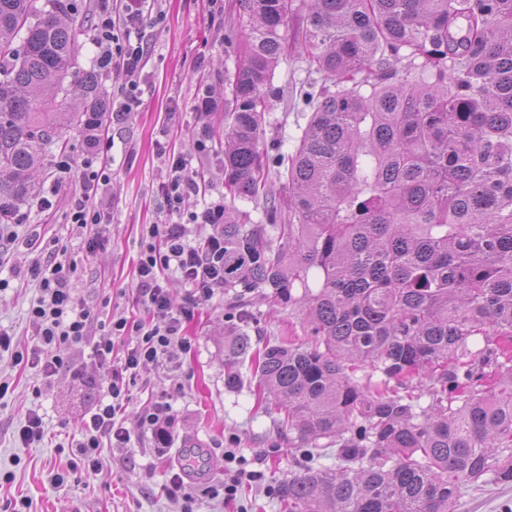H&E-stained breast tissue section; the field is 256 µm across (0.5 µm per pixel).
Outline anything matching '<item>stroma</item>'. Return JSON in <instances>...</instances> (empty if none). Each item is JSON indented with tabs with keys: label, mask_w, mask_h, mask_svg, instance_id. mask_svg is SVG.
<instances>
[{
	"label": "stroma",
	"mask_w": 512,
	"mask_h": 512,
	"mask_svg": "<svg viewBox=\"0 0 512 512\" xmlns=\"http://www.w3.org/2000/svg\"><path fill=\"white\" fill-rule=\"evenodd\" d=\"M225 0H158L161 21H147L143 33L150 46L143 69L140 104L111 134L112 191L105 240L87 250L94 227L71 224L70 198L81 180V161L92 153L94 135L73 128L62 131L72 169L59 175L57 153L45 156L39 177L43 196L52 208L27 212L28 221L16 225L18 242L0 239V327L9 329L20 346H27L31 330L27 309L38 295L28 269L50 257L61 261L70 277L78 303L88 308L98 326L115 316L133 319L143 312L134 300L141 241L146 226L186 224L190 240L204 234L190 223L188 211L202 209L224 198V157L215 150L197 151L205 127L224 118V74L234 70L235 54L224 35L232 20L224 13ZM313 73L299 51H289L275 70L272 84L281 96L272 100L266 115L262 147L268 155L292 152L309 112L299 90ZM168 136H161V129ZM183 154L188 169L201 175L198 195L181 215L168 213L158 196L169 169L158 152L160 139ZM38 233L41 250H26L22 240ZM230 293L217 291L197 309L185 326L192 343L180 364H156L142 370L126 386V428L131 441L123 448L103 449L108 466L91 474L82 466L74 443L83 419L101 397L91 345L70 350L74 372L41 380L35 369L17 363L0 351V512H180L181 504L165 492L168 475L183 462V447L193 441L205 452L199 479L187 481L197 493L196 512H279L273 489L287 478L293 456L287 441L277 438L273 417L259 408L250 380L239 388L224 385V335L231 322ZM247 333L259 342L269 336L301 331L299 305L280 302L268 306L260 293L250 294ZM41 396H33V386ZM165 397L175 417L168 453L157 455L154 440L142 432L136 414L156 397ZM37 410L46 429L44 441L30 446L17 439V430L30 410ZM236 449L248 468L260 471L259 481L243 484L235 500L200 495L202 485H220L228 477L225 449Z\"/></svg>",
	"instance_id": "obj_1"
}]
</instances>
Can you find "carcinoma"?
<instances>
[{
    "label": "carcinoma",
    "mask_w": 512,
    "mask_h": 512,
    "mask_svg": "<svg viewBox=\"0 0 512 512\" xmlns=\"http://www.w3.org/2000/svg\"><path fill=\"white\" fill-rule=\"evenodd\" d=\"M36 2L0 0V224L39 197L42 155L66 149L58 121L90 129L110 111L96 70L68 82L83 7ZM233 9L213 142L224 290L300 305L304 336L255 349L233 327L224 384L248 366L298 457L281 512H457L465 491L512 483V0H311L301 48L321 80L275 159L263 121L293 0ZM237 199L264 201L268 224Z\"/></svg>",
    "instance_id": "1"
}]
</instances>
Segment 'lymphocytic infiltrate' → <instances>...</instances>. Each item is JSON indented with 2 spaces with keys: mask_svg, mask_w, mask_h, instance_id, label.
Here are the masks:
<instances>
[{
  "mask_svg": "<svg viewBox=\"0 0 512 512\" xmlns=\"http://www.w3.org/2000/svg\"><path fill=\"white\" fill-rule=\"evenodd\" d=\"M121 2L122 16L116 20L112 17L110 0H100L91 34L101 66H113L125 76L121 98L114 109V119L119 123L138 106L146 54L141 39L145 0ZM98 143V149L82 162L80 189L70 210L71 222L81 227L104 224L109 218L111 134H101ZM164 156L170 175L158 193L167 210L178 212L191 196L198 194L199 185L189 174L182 154L168 150ZM188 219V223L209 226V233L193 242L187 237V224H152L146 231L138 267L136 300L147 312L163 314L164 320L158 324L131 322L119 316L112 318L107 332L97 341H90L94 318L89 309L77 302L63 264L38 262L31 268L39 290L27 311L32 326L31 367L37 369L41 378H50L69 364L61 354L62 349L78 348L89 341L93 344L96 365L108 371L101 384L103 396L85 419L81 437L76 442L88 471L102 468L104 461L99 453L102 443L121 448L131 440L121 416L127 377L136 376L146 364L170 361L171 345L190 351L191 345L183 334L184 323L193 317L200 302L209 300L224 286L223 203L190 212ZM158 237L163 240L159 246L154 243ZM169 270L178 273L189 287L184 303L177 307L173 306L162 280L163 272ZM173 420L172 407L162 397L137 414L139 426L151 432L161 454L166 451Z\"/></svg>",
  "mask_w": 512,
  "mask_h": 512,
  "instance_id": "obj_1",
  "label": "lymphocytic infiltrate"
}]
</instances>
